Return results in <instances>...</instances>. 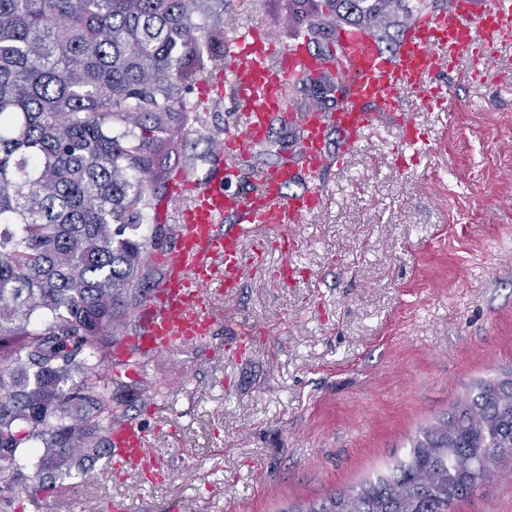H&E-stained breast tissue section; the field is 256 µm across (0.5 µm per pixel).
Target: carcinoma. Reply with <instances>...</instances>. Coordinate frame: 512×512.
I'll return each instance as SVG.
<instances>
[{
    "mask_svg": "<svg viewBox=\"0 0 512 512\" xmlns=\"http://www.w3.org/2000/svg\"><path fill=\"white\" fill-rule=\"evenodd\" d=\"M391 0H319L332 39ZM448 0H412L407 22ZM237 37L224 0H0V512L21 492L64 488L105 458L117 421L113 330L157 282L147 260L170 230L142 234L172 157L221 100L194 97ZM321 102L347 79L322 48ZM512 449V379L484 382L417 436L389 472L296 512H450ZM32 475H27L26 471Z\"/></svg>",
    "mask_w": 512,
    "mask_h": 512,
    "instance_id": "obj_1",
    "label": "carcinoma"
}]
</instances>
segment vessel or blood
Returning <instances> with one entry per match:
<instances>
[{
	"instance_id": "vessel-or-blood-1",
	"label": "vessel or blood",
	"mask_w": 512,
	"mask_h": 512,
	"mask_svg": "<svg viewBox=\"0 0 512 512\" xmlns=\"http://www.w3.org/2000/svg\"><path fill=\"white\" fill-rule=\"evenodd\" d=\"M510 38L512 0H451L448 9L415 20L388 54L365 32L342 33L351 63L343 105L332 112H294L285 106V88L291 79L315 73L318 60L303 46H280L267 31L251 28L240 34L226 59L236 112L219 160L203 181L184 172L171 182L160 208L168 210L173 201L179 205L175 245L159 254L163 276L139 309L134 333L117 344L116 355L154 357L208 342L217 322L213 285L223 286L225 297L234 296L261 263L268 242L277 243L283 256L279 283L293 286L300 270L293 261L298 243L289 229L319 209L322 191L312 186L291 194L287 187L301 174L315 176L330 166L328 131H338L349 151L379 119L393 118L401 143L419 144V128L404 115L406 92H418L426 106L448 108L447 87L428 85L429 73L441 64L455 68L464 56L481 57L492 41ZM276 121L300 124L296 159L264 170L253 192H229L225 183L237 161L266 141ZM229 215L234 223H226ZM248 238L253 241L249 249L244 246ZM151 441V432L141 425L116 424L110 456L141 482H154L166 471L151 453Z\"/></svg>"
}]
</instances>
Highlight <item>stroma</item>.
I'll return each instance as SVG.
<instances>
[{
	"label": "stroma",
	"mask_w": 512,
	"mask_h": 512,
	"mask_svg": "<svg viewBox=\"0 0 512 512\" xmlns=\"http://www.w3.org/2000/svg\"><path fill=\"white\" fill-rule=\"evenodd\" d=\"M224 19L282 46L310 26L286 0H228ZM485 68L482 82L465 58L431 72L452 115L406 95L428 139L411 160L397 159L395 121L346 155L329 131L343 163L318 179L321 209L291 229L293 287L278 285L282 256L266 249L237 295L217 298L209 342L141 369L113 362L118 406L156 434L166 480L116 478L92 459L24 512H114L119 501L125 512H295L386 473L479 381L512 377V42L495 44ZM223 95L210 92L222 106L196 139L192 178L207 175L210 131L231 122ZM451 512H512V461Z\"/></svg>",
	"instance_id": "obj_1"
}]
</instances>
